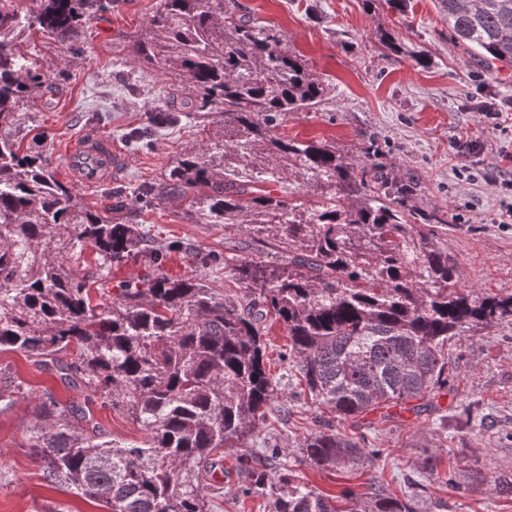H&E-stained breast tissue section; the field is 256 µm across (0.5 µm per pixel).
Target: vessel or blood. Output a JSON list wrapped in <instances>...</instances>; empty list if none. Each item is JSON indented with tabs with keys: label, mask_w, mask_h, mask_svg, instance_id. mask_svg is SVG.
Listing matches in <instances>:
<instances>
[{
	"label": "vessel or blood",
	"mask_w": 512,
	"mask_h": 512,
	"mask_svg": "<svg viewBox=\"0 0 512 512\" xmlns=\"http://www.w3.org/2000/svg\"><path fill=\"white\" fill-rule=\"evenodd\" d=\"M62 162L76 183L98 188L114 183L126 168L124 152L110 137L86 132L73 138L62 150Z\"/></svg>",
	"instance_id": "1"
}]
</instances>
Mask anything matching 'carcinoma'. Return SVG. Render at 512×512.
Returning <instances> with one entry per match:
<instances>
[{"instance_id":"obj_1","label":"carcinoma","mask_w":512,"mask_h":512,"mask_svg":"<svg viewBox=\"0 0 512 512\" xmlns=\"http://www.w3.org/2000/svg\"><path fill=\"white\" fill-rule=\"evenodd\" d=\"M29 2L21 11L0 0V352L24 353L87 392L83 406L48 391L38 405L27 447L44 481L108 512H212L224 449L239 448L251 475L243 493L266 497L269 512H343L271 467L281 448L264 435L265 420L284 394L265 365L269 324L287 332L284 359L303 393L349 422L409 403L419 412L448 384V343L512 322V294L461 285L436 236L444 213L409 207L415 183L399 179L374 143L357 156L279 134L289 114L318 111L329 91L237 0H160L133 36L134 60L187 93L156 106V121L196 112L202 139L160 178L112 193V219L83 206L51 155L22 147L17 109L46 76L17 42L36 31L76 52L82 25L115 0ZM438 3L477 62L512 66V0ZM283 182L288 193L270 189ZM166 198L184 201L194 224L272 238L279 254H225L232 295L204 284L198 271L215 257L199 248L188 251L197 273L171 276L164 245L137 222ZM87 249L96 271L82 276L73 263ZM130 260L145 275L104 287ZM21 393L0 374V403ZM97 403L131 418L143 440L112 438L91 417ZM367 445L327 425L300 448L302 461L326 468L375 458ZM348 512L419 509L412 495L375 488Z\"/></svg>"}]
</instances>
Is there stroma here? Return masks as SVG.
Returning a JSON list of instances; mask_svg holds the SVG:
<instances>
[{"label":"stroma","mask_w":512,"mask_h":512,"mask_svg":"<svg viewBox=\"0 0 512 512\" xmlns=\"http://www.w3.org/2000/svg\"><path fill=\"white\" fill-rule=\"evenodd\" d=\"M243 10L275 26L310 71L331 86L317 112L288 115L281 132L302 141L326 139L354 149L363 132L378 137L399 178L414 180L411 201L419 211L442 210L440 241L458 265L461 281L479 294L512 293V68L479 66L450 38L437 0H410L406 13L367 10L362 0H238ZM159 0H117L113 10L87 22L79 54L42 35L22 40V53L39 60L51 78L33 100L20 105L25 145L60 155L73 137L91 129L123 147L130 158L120 183L135 186L160 175L169 157L196 140L189 120L163 128L153 145L128 144L127 129L141 123L160 95L177 88L159 71L133 60L129 38L141 31ZM388 31L402 47L387 56L378 42ZM427 54L420 67L412 59ZM184 204L159 203L147 214L149 232L170 244V275L190 274L187 248L223 253L228 232L220 224H190ZM448 385L433 407L414 414L392 408L387 420L371 416L343 431L367 435L378 460L338 468L301 463L299 442L318 423L334 420L325 407L291 403L290 414L272 412L268 434L287 448L276 467L290 469L325 496L382 487L398 497L423 485L420 508L439 501L451 512H512V497L498 481L512 477V325L503 323L456 340L448 349ZM0 369L14 372L24 395L0 407V512H105L42 479L25 447L37 399L50 391L79 403L83 392L63 385L34 359L0 353ZM437 456L426 472L428 453ZM238 451H224V482L212 512H265V500L241 492ZM481 473L478 489L463 493L456 477Z\"/></svg>","instance_id":"35a3bbf8"}]
</instances>
